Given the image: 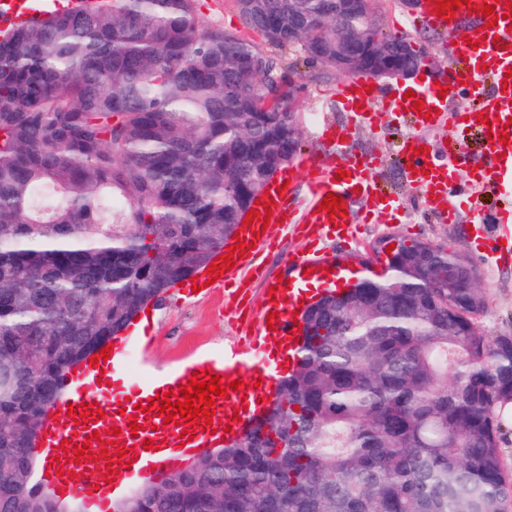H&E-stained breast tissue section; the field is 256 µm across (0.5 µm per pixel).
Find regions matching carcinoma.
I'll list each match as a JSON object with an SVG mask.
<instances>
[{"mask_svg": "<svg viewBox=\"0 0 512 512\" xmlns=\"http://www.w3.org/2000/svg\"><path fill=\"white\" fill-rule=\"evenodd\" d=\"M233 2L336 71V0ZM296 92L196 0H87L0 40V512H62L32 450L66 374L221 253L294 160ZM483 307L465 257L399 241L383 273L303 311L294 366L242 436L119 512H508L512 338L477 330Z\"/></svg>", "mask_w": 512, "mask_h": 512, "instance_id": "obj_1", "label": "carcinoma"}]
</instances>
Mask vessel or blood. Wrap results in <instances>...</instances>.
<instances>
[{"instance_id": "b4317fda", "label": "vessel or blood", "mask_w": 512, "mask_h": 512, "mask_svg": "<svg viewBox=\"0 0 512 512\" xmlns=\"http://www.w3.org/2000/svg\"><path fill=\"white\" fill-rule=\"evenodd\" d=\"M75 0H0V39L10 36L12 30L29 21L68 11ZM435 0H418L411 19L414 25L450 35L456 65L449 72L444 85L432 81L418 84L414 99H406L404 86L389 88L375 86L366 77H350L338 85L335 98L343 111L348 112L351 123L335 126L323 123L322 139L343 145L351 129L357 125H377L391 115L401 116L411 130L402 139L399 156L404 166L412 167L413 184L423 187L432 211L445 220L456 218V210L448 200V183L465 174L466 149L454 144L455 164L443 166L420 154L423 140L418 129L449 123L475 130L483 136V148L492 159L475 179L478 186L494 188L503 185L512 175V145L500 143L501 134L512 135V20L503 0H471L459 5L453 15L442 17L434 12ZM493 5L498 16L496 25H489L483 4ZM472 18L474 24L465 33H458L462 17ZM450 93L468 91L474 106L467 112L452 111L440 95L441 88ZM422 101L423 109H414V101ZM379 163L376 158L342 159L333 153L318 160L302 157L297 165L277 175L262 195V202H273L270 219L256 218L241 240L248 243L242 259L234 268L225 271L217 280L226 290L225 298L236 303L246 296L253 278L260 276V255L274 245L282 230L292 229L302 238L306 249L290 257L286 281L278 288L274 305L251 306L246 324L247 342L225 345L219 354L202 357L186 368L173 369L161 377H146L130 389L116 385V369L129 355L128 342L113 344L108 359L96 365H83L70 374L61 400L51 408L41 430V445L45 450V469L42 483L66 496L78 493L90 506L108 507L116 488L125 486L134 477L159 473L180 467L185 458L209 446L224 441V416L237 413L239 421L252 415L251 407L267 396L265 384L272 380V373L264 367L248 364L247 346L267 345L271 335L289 338L300 336L295 313L302 291L318 283H332L339 273L348 271V264L330 259L324 241L336 236L349 239L356 222L354 215L342 212L328 213L320 204L327 194H334L344 203L359 200L367 214L390 217L400 209L397 196L388 193L378 181ZM304 179L308 197L304 204L289 206L287 194L281 188L286 181ZM277 311L276 322H268L270 311ZM219 376L228 387L227 397L216 399V413L211 430L196 432L193 437L182 436L181 426L164 422L157 411L141 413L149 399L160 393L179 392L187 385L193 373ZM247 380V387L232 389V382ZM98 404L86 422H77L69 416L70 407L81 404ZM139 419L138 431H131V419ZM117 430L114 448L108 459L90 461L88 457H75V445L91 441L94 433ZM130 453L129 465L117 461L118 447Z\"/></svg>"}]
</instances>
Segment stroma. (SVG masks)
<instances>
[{
	"mask_svg": "<svg viewBox=\"0 0 512 512\" xmlns=\"http://www.w3.org/2000/svg\"><path fill=\"white\" fill-rule=\"evenodd\" d=\"M406 17L407 11L399 0H379V21L383 31L407 35L424 46L433 62L430 75L439 80L446 78L450 67L447 37L428 28L412 26ZM256 46L263 54L277 59L297 81L299 91L292 110L299 123L301 152L318 159L331 154L330 143L319 137L309 115L314 112L324 121L339 126L346 124L348 116L337 107L333 98L337 85L343 80L342 75H327L320 66L302 63L297 49L274 46L261 39L257 40ZM407 131V126L386 121L376 131L360 128L347 140L343 147L345 158H379V179L388 190L398 194L402 212L391 222L376 217L371 222L358 224L350 243L331 240L327 243L328 248L345 257L368 260L366 272L371 275L383 268L382 262L372 256V247L379 240L388 237L420 240L448 247L468 259L476 273L477 286L484 299V308L475 319L477 328L491 336H512V258L507 256L502 261H494L487 248L478 246L473 236L478 221H494L495 196L489 192L482 194L479 198L481 209L477 212L462 206L452 223L429 212L423 190L405 179L400 165L398 146ZM454 137L465 140L469 166L488 165L489 158L476 132L460 130L452 133L445 128L431 129L423 135L435 162H446L442 144ZM304 249V240L285 233L277 246L263 253L262 275L253 281L250 290L254 303H261L267 288L278 276L285 274L289 256L302 253ZM152 313L153 338L148 349L133 346L125 371L127 379H140L148 365L166 369L189 361L202 351L221 350L225 340L241 335L242 321L228 310L224 291L220 288L196 297L185 296L180 288H171L163 303L153 308Z\"/></svg>",
	"mask_w": 512,
	"mask_h": 512,
	"instance_id": "obj_1",
	"label": "stroma"
}]
</instances>
